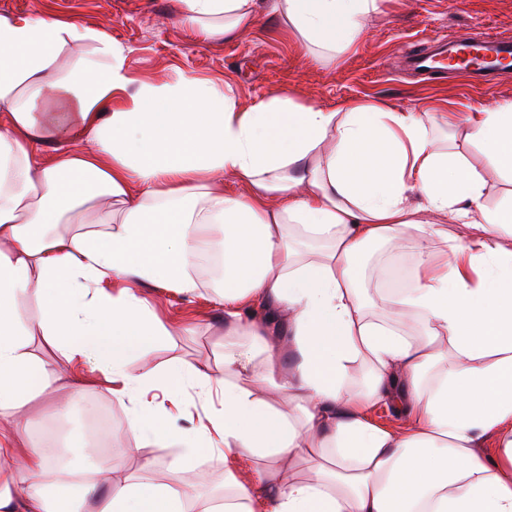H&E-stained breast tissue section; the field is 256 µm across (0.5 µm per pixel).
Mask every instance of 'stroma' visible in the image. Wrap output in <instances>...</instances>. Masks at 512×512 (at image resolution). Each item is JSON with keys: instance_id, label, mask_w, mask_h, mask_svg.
<instances>
[{"instance_id": "1", "label": "stroma", "mask_w": 512, "mask_h": 512, "mask_svg": "<svg viewBox=\"0 0 512 512\" xmlns=\"http://www.w3.org/2000/svg\"><path fill=\"white\" fill-rule=\"evenodd\" d=\"M45 14L74 17L106 30L129 48L128 66L143 79L170 82L178 72H191L228 84L245 106L272 92L325 108L359 99L427 112H473L512 100V74L483 90L453 74L425 78L409 70L403 59L412 43L427 37L464 32L512 36V0H383L379 10L365 17L356 47L333 61L295 40L271 14L233 40L205 42L176 22L174 0H0V15ZM454 146L484 174L489 208L512 202V178L495 172L481 147L466 142L463 130H456ZM221 313L211 291L168 293L164 322H180L190 332L162 337L150 356L152 365L162 369L179 358L223 372L224 339L216 331ZM91 409L110 416L116 476L166 481L177 449L136 447L126 433V407L101 385L88 384L74 407L71 436L82 437ZM146 459L152 461L151 469H143ZM187 474L195 497L207 499L212 485L224 481V460L199 450Z\"/></svg>"}]
</instances>
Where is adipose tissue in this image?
I'll return each mask as SVG.
<instances>
[{"instance_id":"obj_1","label":"adipose tissue","mask_w":512,"mask_h":512,"mask_svg":"<svg viewBox=\"0 0 512 512\" xmlns=\"http://www.w3.org/2000/svg\"><path fill=\"white\" fill-rule=\"evenodd\" d=\"M176 2L205 41L253 26L261 4ZM378 6L272 0L290 35L330 57ZM128 53L72 18L0 15V461L22 459L0 474V512H187L200 444L224 457V499L197 512H512V205H485L484 177L438 147L429 113L285 93L245 109L189 72L140 79ZM442 121L512 175V100ZM228 174L245 193H225ZM376 244L418 261L412 288L374 310L363 266ZM151 287L220 291L223 375L149 365L169 333ZM36 329L74 389L108 383L128 435L182 445L167 481L103 491L25 441V408L59 379L26 350ZM186 385L221 397L187 433ZM383 400L400 428L371 421Z\"/></svg>"}]
</instances>
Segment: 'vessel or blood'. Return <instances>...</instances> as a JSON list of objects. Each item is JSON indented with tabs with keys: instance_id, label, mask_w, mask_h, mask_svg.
I'll return each instance as SVG.
<instances>
[{
	"instance_id": "b4317fda",
	"label": "vessel or blood",
	"mask_w": 512,
	"mask_h": 512,
	"mask_svg": "<svg viewBox=\"0 0 512 512\" xmlns=\"http://www.w3.org/2000/svg\"><path fill=\"white\" fill-rule=\"evenodd\" d=\"M448 52L453 70L489 87L512 68V37L508 35H457L449 41Z\"/></svg>"
}]
</instances>
